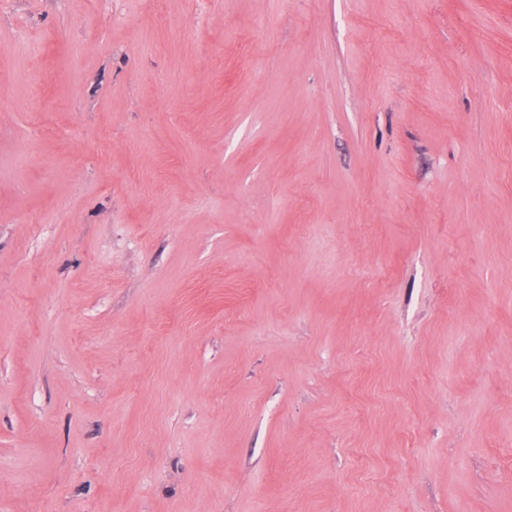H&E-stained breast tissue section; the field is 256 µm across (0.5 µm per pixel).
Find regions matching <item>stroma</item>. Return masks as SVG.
Wrapping results in <instances>:
<instances>
[{
  "label": "stroma",
  "mask_w": 512,
  "mask_h": 512,
  "mask_svg": "<svg viewBox=\"0 0 512 512\" xmlns=\"http://www.w3.org/2000/svg\"><path fill=\"white\" fill-rule=\"evenodd\" d=\"M0 512H512V0H0Z\"/></svg>",
  "instance_id": "obj_1"
}]
</instances>
